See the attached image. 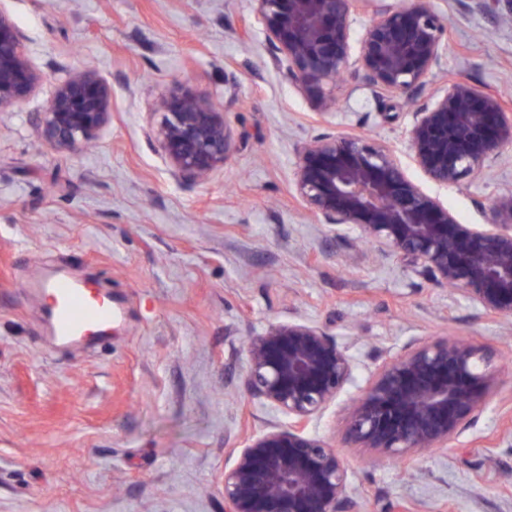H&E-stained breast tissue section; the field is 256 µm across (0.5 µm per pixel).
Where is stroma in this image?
Returning a JSON list of instances; mask_svg holds the SVG:
<instances>
[{
    "mask_svg": "<svg viewBox=\"0 0 512 512\" xmlns=\"http://www.w3.org/2000/svg\"><path fill=\"white\" fill-rule=\"evenodd\" d=\"M448 48L428 88L463 78L512 112L506 0H432ZM43 79L0 112V512H224L230 450L277 420L243 386V345L304 318L346 345L356 395L380 352L464 337L496 354L500 386L451 447L397 462L344 449L362 512H512V332L459 293L348 240H325L293 186L296 146L366 133L401 146L403 97L331 89L319 122L267 65L253 0H0ZM95 70L112 122L85 152L39 143L33 117L61 79ZM187 83L221 104L237 151L197 185L156 142L160 96ZM512 191V157L465 187H433L465 224ZM61 274L112 296V330L61 348L33 289Z\"/></svg>",
    "mask_w": 512,
    "mask_h": 512,
    "instance_id": "stroma-1",
    "label": "stroma"
}]
</instances>
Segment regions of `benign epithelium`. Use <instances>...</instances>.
<instances>
[{"instance_id": "7a95c632", "label": "benign epithelium", "mask_w": 512, "mask_h": 512, "mask_svg": "<svg viewBox=\"0 0 512 512\" xmlns=\"http://www.w3.org/2000/svg\"><path fill=\"white\" fill-rule=\"evenodd\" d=\"M268 61L325 120L330 86L353 75L375 95H403L413 118L401 138L428 182L460 186L512 149V113L497 95L461 79L419 100L442 62L447 22L429 0L375 9L353 39L356 12L371 0H254ZM41 80L11 18L0 11V111ZM112 91L94 71L60 82L36 114L42 141L77 151L111 120ZM153 130L172 176L201 183L232 158L227 112L187 85L162 95ZM293 180L306 213L331 238L355 233L413 273L461 291L473 306L512 320V192L463 224L405 173L392 145L339 133L296 146ZM250 398L288 417L231 450L220 493L224 512H353L348 468L337 446L307 432L354 379L355 361L324 328L274 321L244 344ZM386 359L347 408L344 446L387 459L446 448L477 420L499 387L493 354L461 339L413 341Z\"/></svg>"}]
</instances>
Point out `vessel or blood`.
Here are the masks:
<instances>
[{"mask_svg":"<svg viewBox=\"0 0 512 512\" xmlns=\"http://www.w3.org/2000/svg\"><path fill=\"white\" fill-rule=\"evenodd\" d=\"M44 288L48 293L46 315L58 342L66 343L78 336L92 335L111 324V303L91 294L85 286L55 277L47 280Z\"/></svg>","mask_w":512,"mask_h":512,"instance_id":"1","label":"vessel or blood"}]
</instances>
